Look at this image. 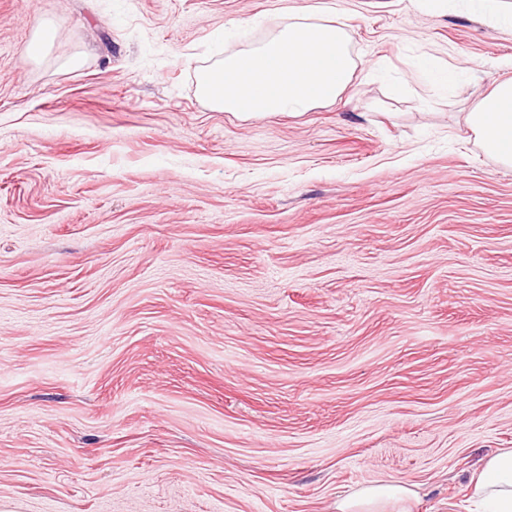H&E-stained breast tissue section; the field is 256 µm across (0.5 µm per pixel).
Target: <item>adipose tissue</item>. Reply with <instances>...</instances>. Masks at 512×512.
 Segmentation results:
<instances>
[{
  "label": "adipose tissue",
  "mask_w": 512,
  "mask_h": 512,
  "mask_svg": "<svg viewBox=\"0 0 512 512\" xmlns=\"http://www.w3.org/2000/svg\"><path fill=\"white\" fill-rule=\"evenodd\" d=\"M288 22L264 42L198 70L196 92L219 112L301 113L337 102L355 72L344 23L332 7H302L285 0ZM465 123L475 142L499 164L512 166V77L482 95ZM473 494L486 512H512V448L483 459L471 477ZM409 490L397 482H374L340 499L336 512H407Z\"/></svg>",
  "instance_id": "obj_1"
}]
</instances>
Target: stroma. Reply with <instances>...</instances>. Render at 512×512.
I'll return each mask as SVG.
<instances>
[{
    "label": "stroma",
    "instance_id": "obj_1",
    "mask_svg": "<svg viewBox=\"0 0 512 512\" xmlns=\"http://www.w3.org/2000/svg\"><path fill=\"white\" fill-rule=\"evenodd\" d=\"M336 9L340 101L249 115L195 74L278 0H0V512H336L374 481L476 512L512 448V168L463 115L512 28Z\"/></svg>",
    "mask_w": 512,
    "mask_h": 512
}]
</instances>
